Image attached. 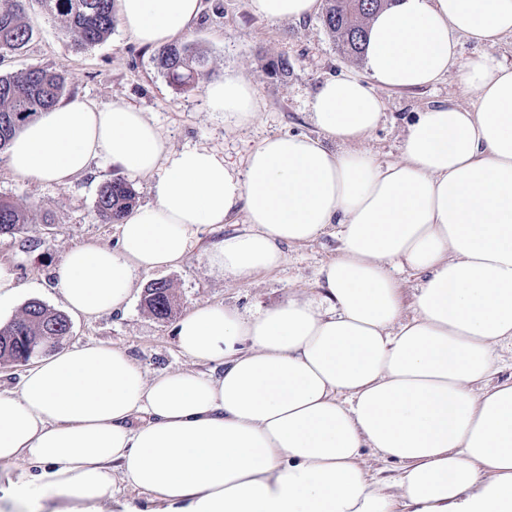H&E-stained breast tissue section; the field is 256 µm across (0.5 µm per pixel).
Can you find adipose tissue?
Returning a JSON list of instances; mask_svg holds the SVG:
<instances>
[{
	"label": "adipose tissue",
	"instance_id": "ef3b65f1",
	"mask_svg": "<svg viewBox=\"0 0 512 512\" xmlns=\"http://www.w3.org/2000/svg\"><path fill=\"white\" fill-rule=\"evenodd\" d=\"M320 0H249L270 22ZM204 0H117L137 44L190 34ZM512 38V0H393L368 28L366 76L318 85L320 137L280 134L245 173L205 148L173 149L122 100L59 102L7 153L12 175L60 185L102 159L153 180L154 201L123 221L117 248H71L54 269L65 305L119 309L135 270L175 265L203 227L244 211L246 229L207 251L224 275L277 269L288 246L335 229L320 298L257 314L203 305L177 323L190 369L147 377L122 351L85 344L40 360L0 393V512H512V380L492 382L512 344V66L457 64L466 39ZM456 70L473 108L416 113L400 159L358 145L378 126L374 86L415 89ZM213 111L244 125L252 87L209 83ZM418 279L405 305L401 274ZM219 361V374L198 371ZM401 466L397 494L370 480L364 449ZM125 482L140 503L117 500Z\"/></svg>",
	"mask_w": 512,
	"mask_h": 512
}]
</instances>
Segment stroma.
<instances>
[{"label": "stroma", "mask_w": 512, "mask_h": 512, "mask_svg": "<svg viewBox=\"0 0 512 512\" xmlns=\"http://www.w3.org/2000/svg\"><path fill=\"white\" fill-rule=\"evenodd\" d=\"M27 21L33 35L20 51L0 58V74L21 69L47 68L65 79L67 96L81 95L102 106L115 99L143 110L174 149L204 147L225 164L245 171L251 150L264 138L285 132L318 135L309 113V99L325 78L347 72L365 73L364 59L341 54L320 22L319 14L300 21L268 22L252 14L248 0H205L202 20L187 40L204 52L209 65L191 94L175 89L153 67V51L133 42L120 27H113L104 42L81 48L65 36L60 19L32 3ZM287 59L291 73L279 81L268 76L266 58ZM233 72L255 90L259 113L244 127L226 123L212 111L204 85ZM383 106L377 129L361 148L379 163L396 160L413 113L438 104L471 107L474 95L461 90L456 72L421 89L375 87ZM117 169L96 167L71 184L20 181L0 155V197L29 210L33 222L24 233L0 237V265L9 269L20 287L12 306L0 310L4 324L21 314L31 300L64 311L65 304L53 286V269L70 248L81 244L115 245L116 224L98 223L94 216L100 185L117 176ZM243 215L229 223L205 229L183 261L156 270H139L128 301L116 312L87 317L70 314V330L60 343L70 348L103 343L126 353L147 375L191 368L176 342L175 319L160 321L142 306L145 288L168 282L176 298L177 313L185 315L207 304L260 312L301 294L317 296L319 271L336 255L333 233L284 250L285 260L276 270L249 280H234L211 268L204 249L224 236L242 230Z\"/></svg>", "instance_id": "35a3bbf8"}]
</instances>
